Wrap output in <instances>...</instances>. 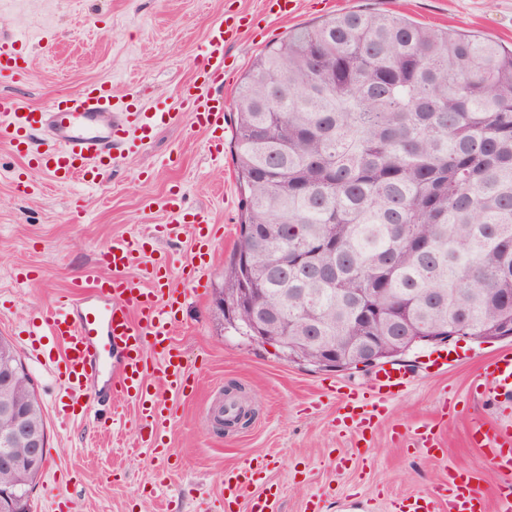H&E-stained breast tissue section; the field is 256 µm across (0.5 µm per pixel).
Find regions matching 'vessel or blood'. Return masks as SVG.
<instances>
[{"instance_id":"1","label":"vessel or blood","mask_w":512,"mask_h":512,"mask_svg":"<svg viewBox=\"0 0 512 512\" xmlns=\"http://www.w3.org/2000/svg\"><path fill=\"white\" fill-rule=\"evenodd\" d=\"M241 17L227 15L214 21L208 33L204 61L192 82L182 88L191 105L194 124L210 132L224 127V99L200 94L201 86L224 80V49L240 34ZM14 38L0 34V78L24 72ZM172 113L139 111L113 95L111 85L93 83L79 91L58 93L47 106L32 108L11 98L0 99V141L24 157L28 166L47 172L57 183L74 182L94 187L112 167V151L123 145L130 131L147 143L156 130L167 126ZM43 131L50 145L32 151L30 135ZM167 205L171 223L167 236L191 226L194 251L190 260L194 279H202L216 229L205 216L186 214L180 192H171ZM187 290L172 287L157 259L149 257L144 242H114L99 263L85 268L73 291L60 296L31 329V354L45 362L62 381L73 405L89 413L96 398L95 380L108 377L113 394L133 402L140 428L150 435L143 444L154 447L155 436L171 415L167 394H185L190 375L172 335L187 302ZM162 362L164 391L149 383L154 360ZM485 394L512 392V353L491 357L481 373ZM412 379L406 368L378 369L367 391L350 390L342 422L354 429L358 457L368 453L377 418L392 398L405 392ZM468 442L504 476H512V425L500 426L475 419L467 430ZM400 441L430 457L443 455L433 424L424 423L399 435ZM255 482L248 467L224 473V499L235 504ZM395 512H512V487H501L495 505H488L479 478L469 470L452 468L448 476L425 492L399 499Z\"/></svg>"}]
</instances>
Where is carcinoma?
Segmentation results:
<instances>
[{
  "label": "carcinoma",
  "mask_w": 512,
  "mask_h": 512,
  "mask_svg": "<svg viewBox=\"0 0 512 512\" xmlns=\"http://www.w3.org/2000/svg\"><path fill=\"white\" fill-rule=\"evenodd\" d=\"M235 125L240 234L214 292L256 289L235 331L269 314L265 335L290 339L512 332V49L340 13L256 59ZM36 482L0 471V504L30 512Z\"/></svg>",
  "instance_id": "1"
}]
</instances>
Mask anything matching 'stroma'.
Segmentation results:
<instances>
[{
    "label": "stroma",
    "mask_w": 512,
    "mask_h": 512,
    "mask_svg": "<svg viewBox=\"0 0 512 512\" xmlns=\"http://www.w3.org/2000/svg\"><path fill=\"white\" fill-rule=\"evenodd\" d=\"M371 11L403 15L503 45L512 44V0H301L296 11L272 13L264 0H0V30L14 33L27 61L19 83H0L31 107L60 90L108 83L114 94L145 110L167 108L172 123L152 141L118 156L100 187L55 184L0 143V335L14 344L42 401L48 447L31 512H52L57 498L79 512H224L225 469L257 468L251 492L267 497L271 512H304L321 495V512H392L397 499L425 491L449 469L473 470L493 495L500 474L467 440L472 413L512 421V395L478 400L473 382L485 358L512 351V340L462 341L447 347V368L425 369L433 348L417 344L398 359L423 375L378 419L370 456L349 469L337 465L356 438L341 425V395L366 384L372 368L323 371L281 359L268 345L238 335L215 312L213 292L224 280L239 236L240 192L230 149L237 92L253 62L297 29L332 14ZM241 14L246 25L225 52L223 154L212 135L193 125L180 88L203 62L210 24ZM33 186L23 193L17 173ZM181 190L189 211L221 226L198 292L190 294L174 343L191 373L186 394L173 397L174 415L162 433L165 455L140 446L131 405L99 396L101 417L65 415V391L27 346L37 313L69 292L83 267L111 242L150 238L165 256L175 285L192 256L190 232L162 233L166 198ZM29 272L20 282L18 272ZM242 388L255 411L245 429L223 431L212 412L228 383ZM455 408L440 417L439 401ZM436 423L445 453L430 458L401 444L396 429Z\"/></svg>",
    "instance_id": "obj_1"
}]
</instances>
